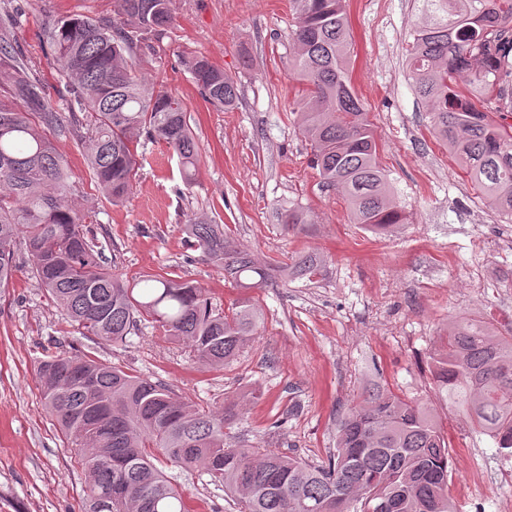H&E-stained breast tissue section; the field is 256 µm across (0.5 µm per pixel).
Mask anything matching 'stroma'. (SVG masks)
Returning a JSON list of instances; mask_svg holds the SVG:
<instances>
[{
	"label": "stroma",
	"mask_w": 512,
	"mask_h": 512,
	"mask_svg": "<svg viewBox=\"0 0 512 512\" xmlns=\"http://www.w3.org/2000/svg\"><path fill=\"white\" fill-rule=\"evenodd\" d=\"M424 0H348L351 82L375 131L378 157L409 219L373 233L351 223L343 199L307 164L309 145L294 116L299 85L290 78L289 0H172L173 25L145 36L152 86L179 98L199 146L193 187L175 154L143 141L142 166L119 204L95 189L74 139L57 146L72 169L75 203L112 268L127 277H182L229 306L239 290L190 246L182 231L196 214L227 225L260 260L283 265L314 253V280L281 277L254 296L264 323L254 345L221 371L199 369L145 327L126 343L80 336L37 287L29 256L0 291V512H84V477L46 411L35 382L49 355L81 350L162 382L190 402L215 406L247 395L230 430L234 441L318 461L336 446L339 418L378 385L420 400L450 440L449 493L460 512H512V458L471 433L432 384L431 353L449 320L493 315L512 328V223L488 207L456 156L430 132V118L405 70ZM70 16L112 22L118 0H0V22L34 68L53 81L45 30ZM203 53L238 82L239 101L214 110L181 58ZM300 204L314 223L284 231L281 207ZM166 474L201 512H238L207 475L174 466Z\"/></svg>",
	"instance_id": "35a3bbf8"
}]
</instances>
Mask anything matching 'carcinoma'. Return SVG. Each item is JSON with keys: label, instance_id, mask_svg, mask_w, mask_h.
<instances>
[{"label": "carcinoma", "instance_id": "carcinoma-1", "mask_svg": "<svg viewBox=\"0 0 512 512\" xmlns=\"http://www.w3.org/2000/svg\"><path fill=\"white\" fill-rule=\"evenodd\" d=\"M406 55L408 76L430 115L437 140L498 214L512 220V0H426ZM170 0H119L123 26L88 17L61 19L46 31L53 70L65 87L61 119L44 79L0 27V288L14 272V247L25 244L37 286L77 332L123 343L150 324L187 348L201 368L221 370L255 342L264 318L250 297L228 310L206 289L153 276L139 288L112 272L84 216L73 206L75 181L54 139L87 142L97 191L117 204L140 166V138L176 154L184 183L195 180L199 147L182 102L139 74L129 26L162 36L173 23ZM288 47L293 79L305 86L295 112L309 164L345 201L351 223L386 231L406 220L378 161L372 122L350 75L352 30L346 0H290ZM201 96L219 111L239 98L237 81L209 57L184 58ZM280 223L297 230L315 220L291 204ZM188 241L244 290L267 287L273 273L311 278L322 262L258 261L224 225L197 215ZM436 390L469 428L512 456V335L483 318L448 322L431 357ZM42 402L75 447L84 475V512H191L160 468L201 471L241 512H459L448 493L449 442L426 405L378 388L338 424L336 448L320 461L275 448L233 446L224 429L244 397L221 408L196 407L165 384L89 353L56 355L36 370ZM119 482L107 507L102 492Z\"/></svg>", "mask_w": 512, "mask_h": 512}]
</instances>
